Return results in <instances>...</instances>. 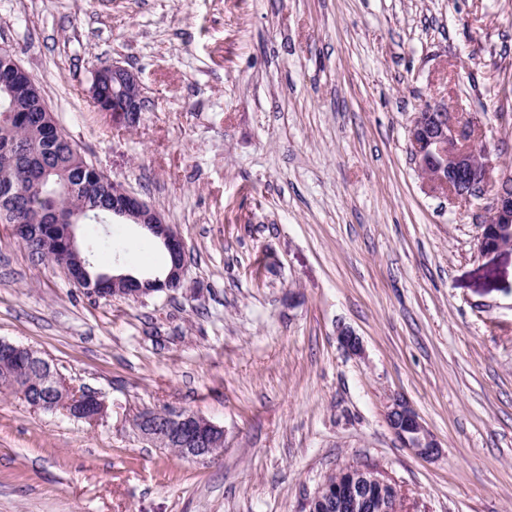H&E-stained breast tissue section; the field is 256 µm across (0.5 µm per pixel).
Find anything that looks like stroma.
Segmentation results:
<instances>
[{"label":"stroma","mask_w":512,"mask_h":512,"mask_svg":"<svg viewBox=\"0 0 512 512\" xmlns=\"http://www.w3.org/2000/svg\"><path fill=\"white\" fill-rule=\"evenodd\" d=\"M3 46L87 162L176 227L187 271L99 298L0 224V339L107 406L90 424L0 389V512H306L352 461L409 512H512V246L479 248L512 177V0H0ZM115 62L141 76L132 128L92 102ZM427 100L478 133L482 194L424 191ZM79 235L116 270L165 263L117 218ZM395 393L437 458L388 427ZM168 406L223 427V452L144 441L136 416Z\"/></svg>","instance_id":"obj_1"}]
</instances>
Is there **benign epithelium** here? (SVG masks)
<instances>
[{"mask_svg": "<svg viewBox=\"0 0 512 512\" xmlns=\"http://www.w3.org/2000/svg\"><path fill=\"white\" fill-rule=\"evenodd\" d=\"M110 79L123 85L125 95L119 100H112V104L108 105L99 100L98 88ZM92 98L98 111L110 115L127 127L137 125L145 109L138 73L117 63L94 73ZM408 140L415 163L433 169L430 179L426 181L429 193L467 198L470 190L491 183L490 161L485 159L483 152L475 150L470 133L456 124L447 107L436 102H424L408 129ZM114 196L119 213L161 239L171 258L163 273L142 279L130 276L123 280L115 275L87 278L83 275V259L70 236L64 237L66 251L59 267L78 287L97 297H139L179 289L186 271L185 243L179 232L173 225L166 223L149 203L125 186L114 184ZM505 238L512 239V197L499 190L494 202V224L483 230L480 248L492 251ZM336 336L347 353L355 356L363 354L362 342L351 328L337 326ZM18 356L29 362L45 361V358L29 347L0 339L1 365H9ZM13 388L34 410H58L69 417L88 422L98 421L106 412V403L99 394L76 391L60 374L47 376L35 388L16 384ZM43 390L58 394V401L44 404L38 396ZM386 419L404 447L424 458L439 455V443L404 397L395 394L390 398ZM137 431L143 440L154 445L161 446L170 440L180 442L182 455L194 461L207 460L224 450V429L183 408L146 411L141 415ZM389 484L391 481L388 478L371 476L369 470L362 466L348 463L336 472L335 481H326L317 488L312 495V502L325 508L336 507L349 512H403L401 494L388 496L384 493V486Z\"/></svg>", "mask_w": 512, "mask_h": 512, "instance_id": "1", "label": "benign epithelium"}]
</instances>
